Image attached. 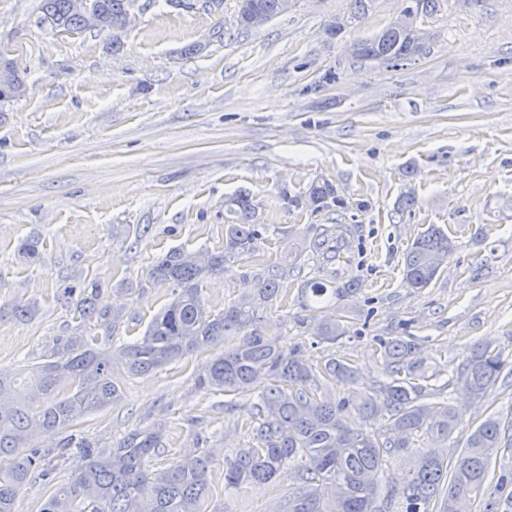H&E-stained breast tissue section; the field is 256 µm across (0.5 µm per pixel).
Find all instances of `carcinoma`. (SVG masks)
<instances>
[{
    "instance_id": "cac0c4a2",
    "label": "carcinoma",
    "mask_w": 512,
    "mask_h": 512,
    "mask_svg": "<svg viewBox=\"0 0 512 512\" xmlns=\"http://www.w3.org/2000/svg\"><path fill=\"white\" fill-rule=\"evenodd\" d=\"M74 0H38L33 23L54 33L121 31L128 25L133 0H86L98 24L88 25ZM286 12L284 0H239L241 26L251 18L269 21ZM429 32L414 24L392 21L381 34L351 44L353 56L395 65L426 51ZM25 84L11 52L0 47V90ZM311 204L336 201V187L316 180L308 189ZM234 216L224 225V250H175L150 269L156 284L173 287L172 300L150 321L142 338L116 351L108 347L123 311L100 310L93 295L73 301L89 331L65 339L46 362L35 367L24 384L0 369V512H16L20 493L35 474L51 475L52 459L74 458L66 482L42 502L39 512H218L208 509L213 458L195 448L169 468L154 472L149 459L164 447V427L129 433L113 448H100L71 436L52 448L31 447L36 432L52 434L72 426L120 397L114 368L129 375L162 368L203 349L226 342L236 331L253 332L214 355L197 379L198 387L245 398L248 436L245 448L224 455V487L242 493L275 480L286 465L294 466L297 484L288 490L278 512H471L476 501L483 512H512V469L489 487V466L501 448H512V421L491 416L471 430L466 447L448 471V439L460 426L463 411L434 401L431 381L444 369H429L416 357L415 344L394 338L379 342L386 380L332 397L333 386L356 381V369L329 358L313 366L298 348L284 349L255 327L259 310L277 299L280 279L296 269L318 245L301 239L282 262L253 272V294L214 312L204 301L201 283L224 273L231 260L256 251L262 225L252 223L253 205L239 194L226 202ZM455 244L442 229L430 226L412 243L403 262V280L421 290L448 263ZM354 280L329 284L316 276L302 290V307L313 309L334 299V314L317 326L321 342L334 343L347 333L346 298L357 290ZM505 368L501 354L488 346L472 348L455 369L458 383L474 397L490 391ZM357 414L367 429L348 423ZM423 446L413 469L389 473L396 453Z\"/></svg>"
}]
</instances>
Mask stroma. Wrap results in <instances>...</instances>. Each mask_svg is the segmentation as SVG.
Wrapping results in <instances>:
<instances>
[{
  "instance_id": "stroma-1",
  "label": "stroma",
  "mask_w": 512,
  "mask_h": 512,
  "mask_svg": "<svg viewBox=\"0 0 512 512\" xmlns=\"http://www.w3.org/2000/svg\"><path fill=\"white\" fill-rule=\"evenodd\" d=\"M143 2L114 37L42 30L29 22L37 0H0V43L27 69L25 92L0 103V368L44 362L78 333L61 296L70 286L98 288L99 307L124 310L114 344L142 336L172 298L149 280L152 265L175 249H223L224 201L242 192L265 239L256 257L203 281L210 309L246 295L243 272L279 262L293 236L348 225V277L359 288L345 301L346 336L318 342L301 308L312 261L282 279L264 333L314 364L351 361L362 387L384 378L381 338L415 343L418 358L451 368L490 345L508 370L466 405L449 459L470 428L512 418V0H440L425 21L426 52L394 67L357 60L349 46L384 29L404 0H368L358 21L349 0H294L256 30L239 26L238 0ZM316 179L336 187L338 203L309 204ZM410 189L416 203L401 209ZM432 225L455 249L417 291L403 281V257ZM19 304L33 314L16 316ZM209 357L117 373L121 399L73 431L109 448L166 424L152 469L205 448L216 462L212 506L276 512L293 470L243 495L224 488V454L245 443L246 408L196 387Z\"/></svg>"
}]
</instances>
